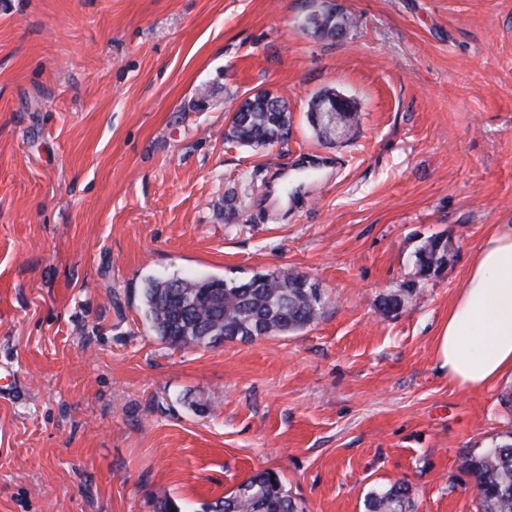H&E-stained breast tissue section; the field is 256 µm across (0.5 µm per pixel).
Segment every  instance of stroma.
Wrapping results in <instances>:
<instances>
[{
	"label": "stroma",
	"mask_w": 512,
	"mask_h": 512,
	"mask_svg": "<svg viewBox=\"0 0 512 512\" xmlns=\"http://www.w3.org/2000/svg\"><path fill=\"white\" fill-rule=\"evenodd\" d=\"M327 4L335 40L306 25ZM325 89L355 136L316 137ZM260 90L288 143L226 141ZM495 224L512 0H0V512H199L266 470L304 512L395 481L476 512L460 458L512 430V378L462 390L436 342ZM435 235L447 266L382 315ZM274 270L324 292L296 333L181 348L144 317L148 280ZM330 7L324 9L321 12L316 13L309 19V25L315 35L321 38L336 39L345 35L348 30L355 25L354 17L344 11L336 10L327 13Z\"/></svg>",
	"instance_id": "obj_1"
}]
</instances>
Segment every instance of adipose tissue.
<instances>
[{
    "mask_svg": "<svg viewBox=\"0 0 512 512\" xmlns=\"http://www.w3.org/2000/svg\"><path fill=\"white\" fill-rule=\"evenodd\" d=\"M437 349L441 370L463 389L512 377V224L494 225L473 256Z\"/></svg>",
    "mask_w": 512,
    "mask_h": 512,
    "instance_id": "ef3b65f1",
    "label": "adipose tissue"
}]
</instances>
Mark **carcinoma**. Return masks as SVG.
<instances>
[{
    "mask_svg": "<svg viewBox=\"0 0 512 512\" xmlns=\"http://www.w3.org/2000/svg\"><path fill=\"white\" fill-rule=\"evenodd\" d=\"M314 34L327 39L345 35L355 25L344 11L312 16ZM249 112L231 113L226 139L244 146L264 147L288 141V103H265L253 97ZM448 260V240L428 237L415 252L418 276L439 275ZM417 282L380 297L385 315L396 314ZM145 316L153 333L172 346L213 347L224 340L250 342L261 336L289 334L316 321L324 293L307 276L285 271L258 272L247 280L221 278L151 279L142 291ZM461 469L474 481L480 512H512V431L493 446L462 457ZM365 512H412L410 490L402 482L382 486L365 498ZM202 512H299L279 476L271 471L254 474L237 488L202 504Z\"/></svg>",
    "mask_w": 512,
    "mask_h": 512,
    "instance_id": "obj_1",
    "label": "carcinoma"
}]
</instances>
